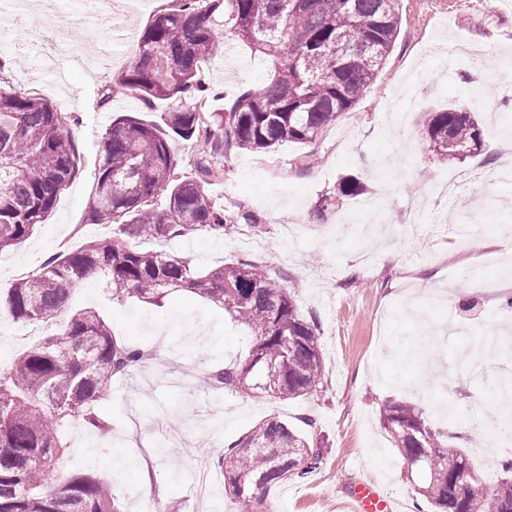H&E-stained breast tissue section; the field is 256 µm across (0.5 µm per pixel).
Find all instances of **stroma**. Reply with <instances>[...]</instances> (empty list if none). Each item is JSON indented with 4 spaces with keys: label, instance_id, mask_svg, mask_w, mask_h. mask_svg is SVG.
Here are the masks:
<instances>
[{
    "label": "stroma",
    "instance_id": "stroma-1",
    "mask_svg": "<svg viewBox=\"0 0 512 512\" xmlns=\"http://www.w3.org/2000/svg\"><path fill=\"white\" fill-rule=\"evenodd\" d=\"M399 0L400 30L377 79L356 105L312 143H286L267 152L238 151L220 162L223 175L208 192L236 216L224 233L197 232L171 240H139L205 270L236 259L261 262L288 288L304 315L319 322L325 389L311 398L278 400L231 394L205 384L211 367L244 357L249 331L223 308L178 291L155 306L112 302L99 282L74 290L67 311L91 308L116 337L152 348L154 380L141 387L140 372L113 379L99 413L107 430L80 428L68 450L67 473L109 480L122 512H141L135 489L150 481L154 501L169 512H191L187 479L200 456L215 460L261 420L275 417L304 431L316 419L330 448L320 469L271 488L265 505L276 512H341L351 487L374 480L401 512H431L415 492V478L380 428L387 398L412 403L434 423H466L463 444L477 469L480 449L493 444L490 426L503 414L500 390L512 383V351L473 356L488 327L512 338V315L500 300L512 294L503 282V260H512V174L481 179L484 162L436 160L427 150L424 111L467 106L473 92L491 96L498 124L512 126V90L499 80L498 50H512V0ZM170 0H119L113 21L79 24L68 11L40 18L36 0L29 19H43L42 42L11 52L0 83L51 102L67 113L66 129L79 150L80 174L58 197L43 224L23 244L0 251V292L47 258L96 238L86 207L94 163L107 128L120 115L159 121L163 105H146L115 80L138 53V39L152 15ZM219 48L203 65L205 79L227 96L267 82L266 57L218 27ZM484 85L471 82L473 70ZM112 98L102 102L101 92ZM356 176L363 194L340 209L320 211L342 175ZM430 219L411 224L416 201ZM378 209L387 233L346 235L341 212ZM253 216L255 224L244 221ZM262 249L234 251L243 232ZM483 266L486 287L464 277ZM433 333V362L417 355L421 327ZM165 414L175 436L162 444L153 419Z\"/></svg>",
    "mask_w": 512,
    "mask_h": 512
}]
</instances>
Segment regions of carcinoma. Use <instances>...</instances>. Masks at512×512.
I'll return each instance as SVG.
<instances>
[{
  "instance_id": "obj_1",
  "label": "carcinoma",
  "mask_w": 512,
  "mask_h": 512,
  "mask_svg": "<svg viewBox=\"0 0 512 512\" xmlns=\"http://www.w3.org/2000/svg\"><path fill=\"white\" fill-rule=\"evenodd\" d=\"M218 11L242 42L271 58L273 75L263 87L238 93L206 123L198 110L211 97L202 64L217 46ZM400 20L399 0H175L155 14L116 84L149 108L157 101L167 108L160 124L120 116L107 129L87 215L111 232L16 280L0 308L17 322L53 319L92 275L120 303L159 304L177 290L196 292L252 334L248 355L209 372V386L238 394L259 390L282 400L323 391L318 321L303 315L261 264L227 262L201 272L131 240L174 239L234 223L207 192L216 159L315 141L382 70ZM339 41L348 44L340 56ZM66 121L48 100L0 86V251L28 239L79 173ZM424 133L441 159L482 151L480 120L454 105L428 112ZM177 140L201 149L180 157ZM187 167L194 175H181ZM361 191L357 181L344 180L321 208ZM159 195L166 199L161 208L153 203ZM151 356L153 350L112 334L96 311L81 309L62 333L39 339L0 371V512H121L104 479L59 476L69 448L64 431L76 419L106 429L97 403L112 378ZM379 422L421 475L418 494L435 512H512V456L501 460L498 475L483 478L469 455L450 443L453 435L418 408L389 398L380 405ZM305 425L308 436L275 417L262 420L218 456L239 512H255L271 487L321 467L324 438L313 419Z\"/></svg>"
}]
</instances>
